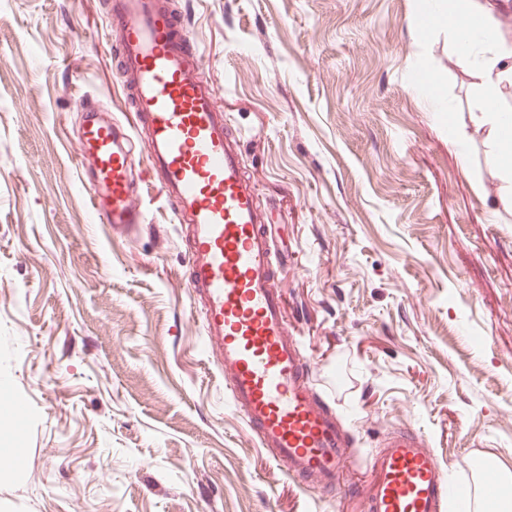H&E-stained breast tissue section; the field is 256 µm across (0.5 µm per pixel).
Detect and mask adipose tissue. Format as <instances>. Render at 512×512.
Listing matches in <instances>:
<instances>
[{
  "mask_svg": "<svg viewBox=\"0 0 512 512\" xmlns=\"http://www.w3.org/2000/svg\"><path fill=\"white\" fill-rule=\"evenodd\" d=\"M461 2L460 13L446 18L436 15L432 21L447 23L456 39L460 62L474 71L477 85L487 101L479 115L491 140L487 162L498 176L504 198L512 199V153L505 149L512 140L506 134L507 123L512 119L499 107L500 102L512 98V47L493 40L481 56H474L468 33L472 26L484 27L488 21L473 9L471 0Z\"/></svg>",
  "mask_w": 512,
  "mask_h": 512,
  "instance_id": "1",
  "label": "adipose tissue"
}]
</instances>
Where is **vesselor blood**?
I'll list each match as a JSON object with an SVG mask.
<instances>
[{
  "label": "vessel or blood",
  "instance_id": "1",
  "mask_svg": "<svg viewBox=\"0 0 512 512\" xmlns=\"http://www.w3.org/2000/svg\"><path fill=\"white\" fill-rule=\"evenodd\" d=\"M116 54L130 122L87 107L79 177L95 210L127 235L145 222L134 196L133 148L174 207L189 241V282L207 350L233 409L290 477L331 481L354 461L342 418L314 390L307 353L291 336L275 285L273 239L233 135L201 72L188 20L166 0H112ZM366 512H446L448 480L423 435L406 427L373 461Z\"/></svg>",
  "mask_w": 512,
  "mask_h": 512
}]
</instances>
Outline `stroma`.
Instances as JSON below:
<instances>
[{
  "label": "stroma",
  "mask_w": 512,
  "mask_h": 512,
  "mask_svg": "<svg viewBox=\"0 0 512 512\" xmlns=\"http://www.w3.org/2000/svg\"><path fill=\"white\" fill-rule=\"evenodd\" d=\"M107 0H0V384L26 410L0 512H364L391 431L512 470V208L447 26L417 0H175L275 246L288 328L348 418L335 489L231 407L151 182L129 237L79 180L81 97L126 101ZM439 95L425 92L428 75Z\"/></svg>",
  "instance_id": "35a3bbf8"
}]
</instances>
